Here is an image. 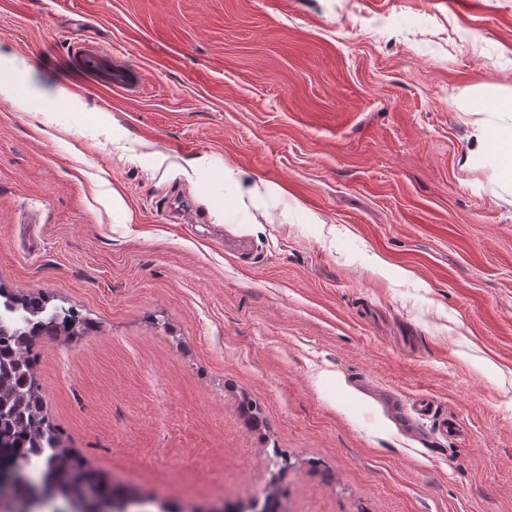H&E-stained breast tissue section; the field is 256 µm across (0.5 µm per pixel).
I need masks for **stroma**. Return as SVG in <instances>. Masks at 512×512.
<instances>
[{
    "instance_id": "obj_1",
    "label": "stroma",
    "mask_w": 512,
    "mask_h": 512,
    "mask_svg": "<svg viewBox=\"0 0 512 512\" xmlns=\"http://www.w3.org/2000/svg\"><path fill=\"white\" fill-rule=\"evenodd\" d=\"M81 9L0 0V287L92 324L36 347L70 448L185 512H512V190L469 157L512 0ZM73 54L78 58L87 75L97 74L102 70L105 58L98 50L88 48L83 46L81 42L74 41Z\"/></svg>"
}]
</instances>
